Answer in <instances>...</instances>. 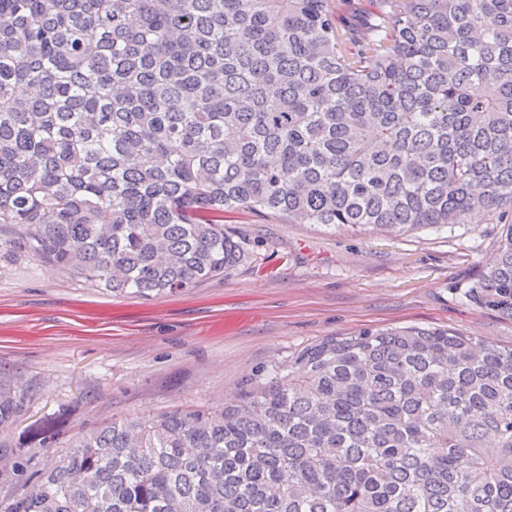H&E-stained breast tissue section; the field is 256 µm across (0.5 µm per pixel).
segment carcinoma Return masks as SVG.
I'll use <instances>...</instances> for the list:
<instances>
[{"label":"carcinoma","instance_id":"1","mask_svg":"<svg viewBox=\"0 0 512 512\" xmlns=\"http://www.w3.org/2000/svg\"><path fill=\"white\" fill-rule=\"evenodd\" d=\"M506 207L512 0H0V252L149 298L241 260L226 212L411 231ZM461 294L512 318V222ZM0 509L512 512V347L329 336L222 407L112 419Z\"/></svg>","mask_w":512,"mask_h":512}]
</instances>
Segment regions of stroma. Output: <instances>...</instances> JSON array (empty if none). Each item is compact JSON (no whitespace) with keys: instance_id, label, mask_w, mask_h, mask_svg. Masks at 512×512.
<instances>
[{"instance_id":"1","label":"stroma","mask_w":512,"mask_h":512,"mask_svg":"<svg viewBox=\"0 0 512 512\" xmlns=\"http://www.w3.org/2000/svg\"><path fill=\"white\" fill-rule=\"evenodd\" d=\"M224 227L247 257L223 276L142 299L90 286L29 253L0 256V381L21 402L0 445V499L34 480L104 418L217 405L328 336L365 328H452L512 345V319L460 289L494 262L500 227L362 231L247 210ZM58 431L41 446L40 429Z\"/></svg>"}]
</instances>
